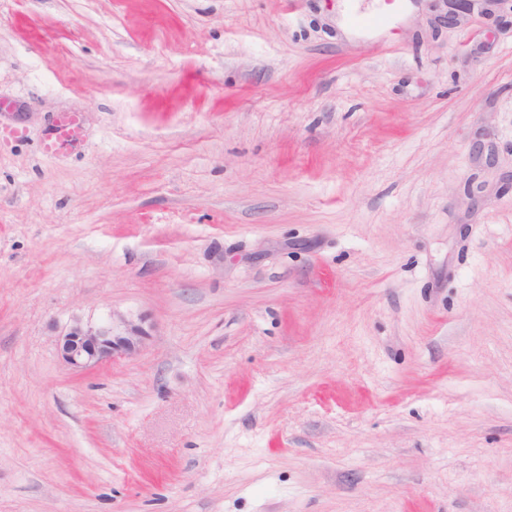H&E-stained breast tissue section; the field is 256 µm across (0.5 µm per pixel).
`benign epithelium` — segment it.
Masks as SVG:
<instances>
[{"label":"benign epithelium","instance_id":"1","mask_svg":"<svg viewBox=\"0 0 512 512\" xmlns=\"http://www.w3.org/2000/svg\"><path fill=\"white\" fill-rule=\"evenodd\" d=\"M148 337L143 319L114 311L101 323L74 320L59 335L58 350L65 365L82 371L118 356L139 353Z\"/></svg>","mask_w":512,"mask_h":512}]
</instances>
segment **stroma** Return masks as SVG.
<instances>
[{"label": "stroma", "instance_id": "35a3bbf8", "mask_svg": "<svg viewBox=\"0 0 512 512\" xmlns=\"http://www.w3.org/2000/svg\"><path fill=\"white\" fill-rule=\"evenodd\" d=\"M447 15L0 0V512H512V0ZM83 141V128L78 115L59 112L42 141V149L46 154L57 156L66 150L80 147ZM143 318L112 311L101 323L76 319L59 336L62 362L76 371L87 370L118 356H132L145 346L149 333Z\"/></svg>", "mask_w": 512, "mask_h": 512}]
</instances>
